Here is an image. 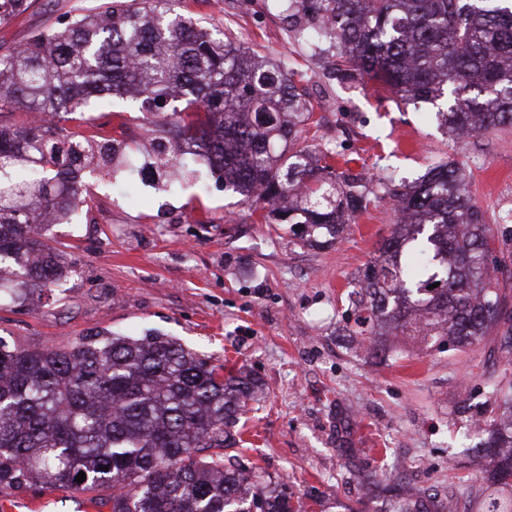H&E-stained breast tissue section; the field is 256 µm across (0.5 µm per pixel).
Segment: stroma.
I'll return each mask as SVG.
<instances>
[{"mask_svg": "<svg viewBox=\"0 0 512 512\" xmlns=\"http://www.w3.org/2000/svg\"><path fill=\"white\" fill-rule=\"evenodd\" d=\"M101 2L0 0V55ZM173 7L293 67L313 106L306 144L349 159L367 209L319 249L288 225L262 223L218 183L145 188L143 131L123 103L100 102L81 131L111 136L124 128L126 161L93 183L91 202L71 223L51 226L52 245L76 271L41 299L1 300L0 341L62 349L96 332L158 330L258 380L230 453L284 484L293 512H391L411 486L430 490L428 512L451 495L463 512H482L493 462L475 452L471 426L496 408L500 332L462 350H426L398 336L382 363L352 340L359 313L348 296L396 222L392 191L442 161L464 169L495 231V251L512 252V126L450 137L379 83L337 77L326 44L291 27L271 0ZM0 512H112V503L101 491L34 486L0 490Z\"/></svg>", "mask_w": 512, "mask_h": 512, "instance_id": "obj_1", "label": "stroma"}]
</instances>
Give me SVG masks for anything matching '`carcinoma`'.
Returning a JSON list of instances; mask_svg holds the SVG:
<instances>
[{
  "instance_id": "1",
  "label": "carcinoma",
  "mask_w": 512,
  "mask_h": 512,
  "mask_svg": "<svg viewBox=\"0 0 512 512\" xmlns=\"http://www.w3.org/2000/svg\"><path fill=\"white\" fill-rule=\"evenodd\" d=\"M170 2L108 0L0 55V111L47 116L0 125V294L13 276L32 296L73 272L43 229L83 207L90 181L124 160L125 131L109 141L72 130L100 97L136 113L157 142V170L187 168L196 186L216 175L304 242L332 243L344 215L366 210L355 177L322 176L334 152L313 156L301 142L313 109L294 69ZM274 2L291 23L313 21L309 37L329 43L351 77L436 108L448 135L512 126V0ZM394 196L393 231L352 291L367 312L356 335L376 355L389 336L427 349L481 341L501 322L502 295L486 261L493 227L461 170L438 163ZM501 383L502 412L484 429L498 458L486 512H512L511 359ZM252 388L248 375L156 332H98L67 350L0 341V489L105 490L112 512H291L278 484L224 463L237 444L227 427Z\"/></svg>"
}]
</instances>
